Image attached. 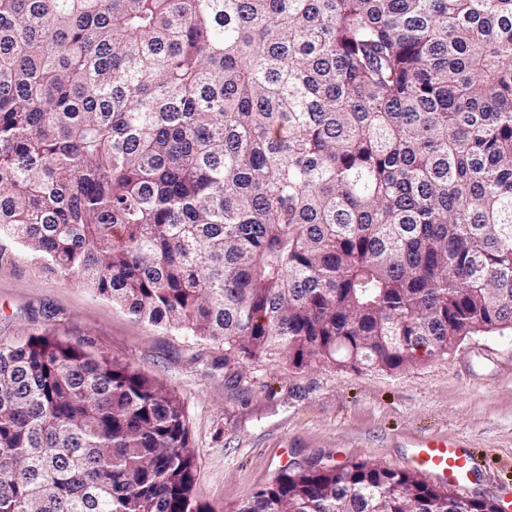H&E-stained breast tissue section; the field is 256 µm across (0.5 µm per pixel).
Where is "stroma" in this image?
<instances>
[{"label": "stroma", "instance_id": "35a3bbf8", "mask_svg": "<svg viewBox=\"0 0 512 512\" xmlns=\"http://www.w3.org/2000/svg\"><path fill=\"white\" fill-rule=\"evenodd\" d=\"M44 332L90 340L179 399L193 496L205 512H236L294 463L407 468L424 436L452 439L479 458V475L459 496H490L512 512L511 333L469 337L397 373L296 368L278 357L228 361L223 344L148 325L0 238V340Z\"/></svg>", "mask_w": 512, "mask_h": 512}]
</instances>
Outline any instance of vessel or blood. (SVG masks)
<instances>
[{"instance_id": "vessel-or-blood-1", "label": "vessel or blood", "mask_w": 512, "mask_h": 512, "mask_svg": "<svg viewBox=\"0 0 512 512\" xmlns=\"http://www.w3.org/2000/svg\"><path fill=\"white\" fill-rule=\"evenodd\" d=\"M411 461L455 486L470 482L479 467L472 453L456 442L439 436L416 440Z\"/></svg>"}]
</instances>
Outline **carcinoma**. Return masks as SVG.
I'll return each mask as SVG.
<instances>
[{
	"label": "carcinoma",
	"instance_id": "obj_1",
	"mask_svg": "<svg viewBox=\"0 0 512 512\" xmlns=\"http://www.w3.org/2000/svg\"><path fill=\"white\" fill-rule=\"evenodd\" d=\"M2 233L252 362L398 372L512 332V0H0ZM193 467L132 366L0 342V512H203ZM456 499L299 465L237 512Z\"/></svg>",
	"mask_w": 512,
	"mask_h": 512
}]
</instances>
